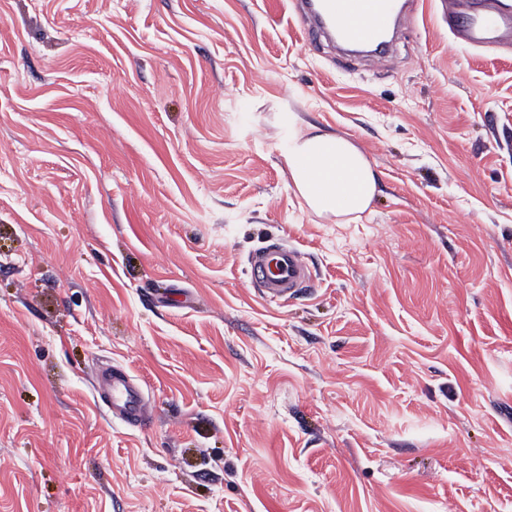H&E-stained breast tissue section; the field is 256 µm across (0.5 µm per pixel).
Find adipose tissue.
Masks as SVG:
<instances>
[{"instance_id": "1", "label": "adipose tissue", "mask_w": 512, "mask_h": 512, "mask_svg": "<svg viewBox=\"0 0 512 512\" xmlns=\"http://www.w3.org/2000/svg\"><path fill=\"white\" fill-rule=\"evenodd\" d=\"M293 189L317 217L347 224L369 211L376 171L350 136L298 125L284 151Z\"/></svg>"}]
</instances>
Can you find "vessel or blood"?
Wrapping results in <instances>:
<instances>
[{
    "label": "vessel or blood",
    "mask_w": 512,
    "mask_h": 512,
    "mask_svg": "<svg viewBox=\"0 0 512 512\" xmlns=\"http://www.w3.org/2000/svg\"><path fill=\"white\" fill-rule=\"evenodd\" d=\"M314 26H302L305 39L315 28L336 32L351 45L381 46L383 34L401 11L399 0H310ZM460 39L474 45L512 39V0H500L495 13H487L482 0H467V8L448 20ZM249 274L263 298L295 296L310 280L311 272L301 252L285 244L260 247L248 258ZM97 398L107 403L114 416L143 427L149 422L145 396L139 383L123 368L97 374Z\"/></svg>",
    "instance_id": "obj_1"
}]
</instances>
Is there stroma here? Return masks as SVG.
<instances>
[{"label": "stroma", "instance_id": "stroma-1", "mask_svg": "<svg viewBox=\"0 0 512 512\" xmlns=\"http://www.w3.org/2000/svg\"><path fill=\"white\" fill-rule=\"evenodd\" d=\"M463 6L369 59L298 0H0V512H512V45ZM292 118L371 215L295 195ZM278 242L311 280L268 302ZM465 1L468 8L448 18V26L453 28L460 39L474 45L512 39V4L499 1L496 12L487 14L483 0ZM292 187L317 217L350 224L369 211L376 171L347 134L300 124L284 150ZM248 264L251 281L266 300L293 297L311 278L301 252L286 244L255 249ZM97 401L107 403L112 415L134 427L149 423L145 396L136 379L124 368L96 375Z\"/></svg>", "mask_w": 512, "mask_h": 512}]
</instances>
